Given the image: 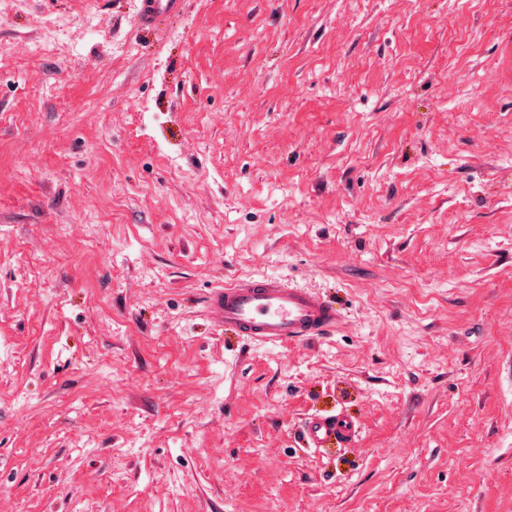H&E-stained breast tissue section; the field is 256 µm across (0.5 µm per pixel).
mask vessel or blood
<instances>
[{
    "instance_id": "obj_1",
    "label": "vessel or blood",
    "mask_w": 512,
    "mask_h": 512,
    "mask_svg": "<svg viewBox=\"0 0 512 512\" xmlns=\"http://www.w3.org/2000/svg\"><path fill=\"white\" fill-rule=\"evenodd\" d=\"M182 0H140L141 24H156L180 9ZM210 305L225 329L265 342L307 341L335 327L338 313L321 294L279 278L249 279L214 291ZM354 423L342 414L315 415L304 424L308 447L323 448L354 436Z\"/></svg>"
}]
</instances>
